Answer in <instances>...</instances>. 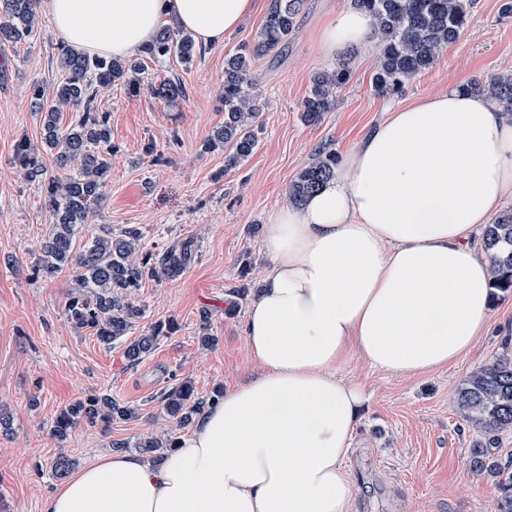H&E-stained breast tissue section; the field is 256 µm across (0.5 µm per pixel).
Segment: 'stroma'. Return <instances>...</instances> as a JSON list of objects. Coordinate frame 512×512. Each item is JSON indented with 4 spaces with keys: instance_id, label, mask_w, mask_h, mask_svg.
<instances>
[{
    "instance_id": "1",
    "label": "stroma",
    "mask_w": 512,
    "mask_h": 512,
    "mask_svg": "<svg viewBox=\"0 0 512 512\" xmlns=\"http://www.w3.org/2000/svg\"><path fill=\"white\" fill-rule=\"evenodd\" d=\"M257 2L237 31L221 45L202 48L192 66L174 55L146 58L134 84L121 82L97 94L114 153L103 198L79 230L78 244L101 229L117 234L131 225L156 252L177 240L195 241V259L181 275L147 281L135 297L143 316L128 338L158 321L177 326L136 364L125 356L128 339L107 346L67 320L65 303L76 287L72 271L51 279L35 271L52 216L38 183L15 165L14 145L23 137L40 140L29 88L39 83L49 89L62 80L61 41L46 22L24 43L0 44V414L11 422L9 432H0V512H42L45 497L61 483L51 470L58 455L78 468L116 444L163 434V395L176 383L191 380L207 395L257 374L243 326L269 269L264 228L319 147L343 155L390 105L512 73V13L503 12L504 0H476L465 33L432 68L387 96L372 86L374 39L339 56L321 47L322 28L349 0H306L285 49L252 64L262 130L251 156L228 170L223 150L205 153L201 146L224 123L225 56L252 44L264 21L269 0ZM343 60L350 75L332 109L318 124H305L301 104L313 75ZM168 80L183 87L171 101L154 93ZM206 320L218 338L208 349L200 345ZM490 325L464 358L418 378L376 369L351 354L342 375L367 396L347 459L359 488L353 512H498L495 477L469 468L481 435L460 410L457 393L512 348V295L496 298ZM100 393L134 408L135 418L82 425L66 441L54 440L56 416Z\"/></svg>"
}]
</instances>
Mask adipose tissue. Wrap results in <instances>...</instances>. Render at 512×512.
<instances>
[{
	"label": "adipose tissue",
	"instance_id": "adipose-tissue-1",
	"mask_svg": "<svg viewBox=\"0 0 512 512\" xmlns=\"http://www.w3.org/2000/svg\"><path fill=\"white\" fill-rule=\"evenodd\" d=\"M255 0H48L76 51L126 57L173 21L223 44ZM373 19L353 6L322 33L359 45ZM512 201V117L456 89L391 106L301 207L265 226L270 267L243 333L260 373L227 390L162 462L105 454L43 512H353L346 465L365 402L341 367L422 376L458 362L490 328L487 258L470 243Z\"/></svg>",
	"mask_w": 512,
	"mask_h": 512
}]
</instances>
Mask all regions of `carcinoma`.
I'll list each match as a JSON object with an SVG mask.
<instances>
[{"mask_svg": "<svg viewBox=\"0 0 512 512\" xmlns=\"http://www.w3.org/2000/svg\"><path fill=\"white\" fill-rule=\"evenodd\" d=\"M374 20L372 38L378 53L372 83L375 91L388 95L400 91L408 80L433 66L439 54L466 31L472 0H353ZM39 0H0V42L22 43L42 25ZM304 8V0H270L264 23L253 47H243L224 59V125L204 142V149H224V169L238 167L258 144L256 125L259 106L250 93L251 62L280 49L293 33ZM151 60L176 55L189 66L196 58L194 39L184 31L163 27L141 49ZM63 79L51 93L35 84L31 88L34 110L43 118L41 144L24 138L15 148V159L24 176L41 187L43 205L53 213L54 224L40 245L36 271L53 278L71 269L77 287L65 304V315L77 329L91 332L110 345L125 336L141 318L142 310L129 298L146 281L173 278L194 260L196 248L189 238L176 241L161 253L142 244L140 228L129 226L121 234L96 236L91 244L76 247L79 226L88 223L108 183L112 155L111 129L107 115L96 111L100 87H110L139 68V63L117 58H90L66 46L59 47ZM349 78L345 66L324 70L312 78L309 94L302 102V119L318 123L333 103L335 90ZM473 93H488L504 108L512 110V75L475 79L464 87ZM82 107L79 119L63 125V112ZM50 153L60 173L45 176L44 153ZM336 170V155L320 150L317 159L304 167L292 182L288 200L301 205ZM485 248L490 254L494 285L501 293L512 292V212L504 213L485 227ZM167 335L165 325L155 324L127 345L126 356L139 362ZM223 392L205 396L194 383L182 380L164 395V409L175 429L191 423ZM466 418L488 440L512 428V356L502 354L475 372L458 395ZM135 410L110 394L90 395L76 401L54 420L52 434L66 439L78 426L107 424L115 418L131 419ZM176 437H149L136 443L145 452H168ZM469 467L492 471L501 491L500 512H512V464L491 455L482 445L472 449Z\"/></svg>", "mask_w": 512, "mask_h": 512, "instance_id": "1", "label": "carcinoma"}]
</instances>
